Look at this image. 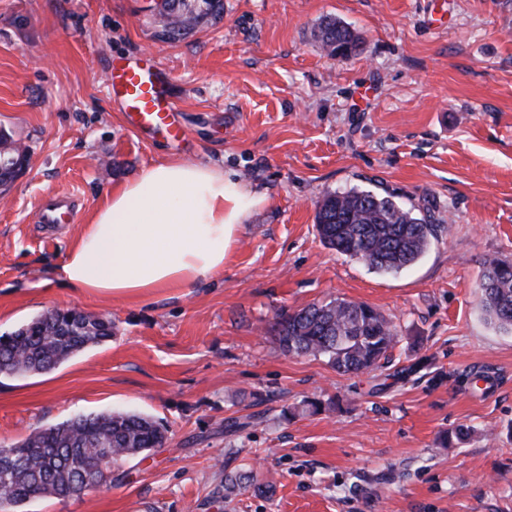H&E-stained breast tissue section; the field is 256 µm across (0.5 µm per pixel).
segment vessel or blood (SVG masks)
<instances>
[{
	"instance_id": "b4317fda",
	"label": "vessel or blood",
	"mask_w": 512,
	"mask_h": 512,
	"mask_svg": "<svg viewBox=\"0 0 512 512\" xmlns=\"http://www.w3.org/2000/svg\"><path fill=\"white\" fill-rule=\"evenodd\" d=\"M112 97L130 124L148 134L167 133L170 119L179 109L169 92V76L165 69L142 56L134 65H114L108 73Z\"/></svg>"
}]
</instances>
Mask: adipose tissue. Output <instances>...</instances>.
<instances>
[{
  "mask_svg": "<svg viewBox=\"0 0 512 512\" xmlns=\"http://www.w3.org/2000/svg\"><path fill=\"white\" fill-rule=\"evenodd\" d=\"M264 202L224 168L167 160L106 194L56 281L112 297L195 287L223 272L244 221Z\"/></svg>",
  "mask_w": 512,
  "mask_h": 512,
  "instance_id": "ef3b65f1",
  "label": "adipose tissue"
}]
</instances>
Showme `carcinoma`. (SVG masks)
Returning a JSON list of instances; mask_svg holds the SVG:
<instances>
[{
    "label": "carcinoma",
    "mask_w": 512,
    "mask_h": 512,
    "mask_svg": "<svg viewBox=\"0 0 512 512\" xmlns=\"http://www.w3.org/2000/svg\"><path fill=\"white\" fill-rule=\"evenodd\" d=\"M224 14V0H168L157 36L177 41L209 19ZM320 43L331 57L359 48L345 25H320ZM27 152L0 129V184L15 177ZM315 223L321 242L385 274L418 262L441 225L418 217L389 197L352 188L326 194ZM478 288L487 318L512 330V263L484 262ZM274 333L288 355L324 357L339 373H371L389 366L398 334L392 320L355 301L313 303L277 315ZM112 337V320L76 310H51L8 335L0 336V375L45 373L89 345ZM166 428L150 416L128 412L79 415L42 428L16 445L0 446V506L21 505L41 496L70 497L112 482V467L162 446Z\"/></svg>",
    "instance_id": "1"
}]
</instances>
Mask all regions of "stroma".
Instances as JSON below:
<instances>
[{"label": "stroma", "mask_w": 512, "mask_h": 512, "mask_svg": "<svg viewBox=\"0 0 512 512\" xmlns=\"http://www.w3.org/2000/svg\"><path fill=\"white\" fill-rule=\"evenodd\" d=\"M328 17L356 54L321 48ZM154 20L153 0H0V128L29 156L0 192V335L53 309L114 324L51 372L0 377V444L108 410L168 429L110 487L0 512H512V331L477 290L485 260L512 261V0H224L174 43ZM141 53L167 70L184 139L141 135L114 104L112 60ZM170 157L267 197L223 274L151 300L57 287L105 193ZM354 187L445 229L375 272L315 228L323 196ZM62 202L74 223L37 222ZM336 298L394 322L390 367L280 351L278 313ZM239 472L253 486L225 495Z\"/></svg>", "instance_id": "stroma-1"}]
</instances>
